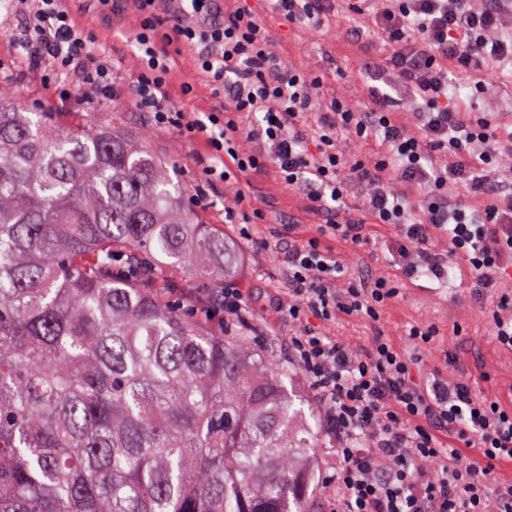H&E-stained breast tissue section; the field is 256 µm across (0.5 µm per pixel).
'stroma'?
Segmentation results:
<instances>
[{"label":"stroma","instance_id":"obj_1","mask_svg":"<svg viewBox=\"0 0 512 512\" xmlns=\"http://www.w3.org/2000/svg\"><path fill=\"white\" fill-rule=\"evenodd\" d=\"M250 8L268 26L276 52L291 66L322 78V96L348 95L360 100L375 83V68L381 62L377 46L364 47L355 39L344 42L312 34L305 28L287 25L272 13L266 0H249ZM135 8L133 0H113L111 9L89 7L78 0L74 11L84 33L99 44L109 46L120 78L110 100L84 106L90 121L112 113L136 139L175 168L184 190L187 206L199 213L204 223L222 230L224 239L234 248L235 261L224 279L225 286L244 289L257 309L252 327L246 333L254 347L269 354L273 363L285 361L283 340L288 334V320L279 311L275 298L285 285L280 255L289 239L316 235L323 218L313 213L305 196L279 187L272 175L248 177L243 182L246 202L264 210L272 230L267 242L241 238L236 229L224 222V209L216 201L222 194L221 183L205 182L197 157L200 144H187L175 132L155 126L149 113L133 104L131 79L138 67L129 40L118 31ZM18 16L0 0V76L23 86L18 107L31 112H57L61 106L52 90L33 83L28 67L18 58L15 34ZM401 295L381 316L378 326L361 320L340 322L338 332L354 345L366 344L374 329H381L401 350H409L405 331L411 325L434 324L440 330L437 348L424 364L448 379L459 372L472 378L490 374L503 401L512 400V351L500 348L491 334L489 301L475 299L470 291L466 265H459L449 285L422 277L402 280ZM460 357V364L447 363L446 353Z\"/></svg>","mask_w":512,"mask_h":512}]
</instances>
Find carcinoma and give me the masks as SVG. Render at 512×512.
Returning <instances> with one entry per match:
<instances>
[{"label": "carcinoma", "instance_id": "carcinoma-1", "mask_svg": "<svg viewBox=\"0 0 512 512\" xmlns=\"http://www.w3.org/2000/svg\"><path fill=\"white\" fill-rule=\"evenodd\" d=\"M226 255L123 127L0 99V512H310L298 373L169 300Z\"/></svg>", "mask_w": 512, "mask_h": 512}]
</instances>
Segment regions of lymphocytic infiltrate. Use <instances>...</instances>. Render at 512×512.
Returning a JSON list of instances; mask_svg holds the SVG:
<instances>
[{
    "label": "lymphocytic infiltrate",
    "mask_w": 512,
    "mask_h": 512,
    "mask_svg": "<svg viewBox=\"0 0 512 512\" xmlns=\"http://www.w3.org/2000/svg\"><path fill=\"white\" fill-rule=\"evenodd\" d=\"M19 2L20 60L44 84H59L60 101L110 98L112 55L76 26L72 0ZM156 2L136 0L127 25L140 53L136 107L156 126L202 143V173L222 183L224 216L242 219L246 237H260L266 224L260 210L240 214L249 175L274 172L284 190L303 193L325 217L317 236L289 241L282 253L288 286L277 306L294 327L288 361L333 443L328 512H512V476L500 473L512 465V406L469 378L424 371L420 356L433 348L436 327L407 330L415 358L381 333L358 348L330 331L340 317L379 321L400 295V278L442 280L462 261L478 296L498 295L492 333L512 349V294L499 291L512 277V129L461 109L448 93L462 84L512 97L501 80L502 63L512 61V0H267L289 24L337 40L346 21L361 18L393 80L360 102L322 100L318 77L283 61L247 6L200 27L190 19L209 13L212 0H179L184 21L160 37ZM185 47L188 78L176 89L173 57ZM196 76L223 94L221 108L178 107ZM404 102L416 124L401 120ZM373 139L382 150L371 163L343 148ZM492 170L502 181L490 194ZM352 184L366 189L355 207L347 201ZM371 225L391 227L386 250L396 275L356 277L323 244L372 246ZM205 314L229 331L250 325L254 309L241 289L227 288Z\"/></svg>",
    "instance_id": "obj_1"
}]
</instances>
